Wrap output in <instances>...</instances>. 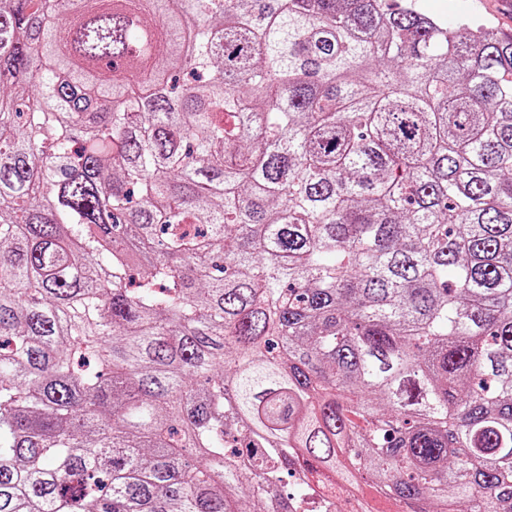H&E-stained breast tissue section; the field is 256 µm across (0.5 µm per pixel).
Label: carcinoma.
<instances>
[{
	"mask_svg": "<svg viewBox=\"0 0 512 512\" xmlns=\"http://www.w3.org/2000/svg\"><path fill=\"white\" fill-rule=\"evenodd\" d=\"M69 2L0 0V512H512V36Z\"/></svg>",
	"mask_w": 512,
	"mask_h": 512,
	"instance_id": "carcinoma-1",
	"label": "carcinoma"
}]
</instances>
